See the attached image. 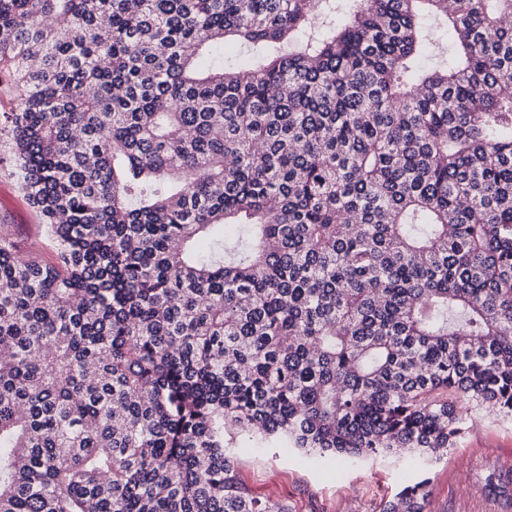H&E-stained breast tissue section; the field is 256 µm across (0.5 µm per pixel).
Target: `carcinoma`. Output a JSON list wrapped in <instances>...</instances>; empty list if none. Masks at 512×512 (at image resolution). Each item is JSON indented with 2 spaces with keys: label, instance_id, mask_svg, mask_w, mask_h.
<instances>
[{
  "label": "carcinoma",
  "instance_id": "carcinoma-1",
  "mask_svg": "<svg viewBox=\"0 0 512 512\" xmlns=\"http://www.w3.org/2000/svg\"><path fill=\"white\" fill-rule=\"evenodd\" d=\"M345 2L0 0L56 247L0 236V512H288L226 437L440 459L461 405L512 419V0ZM432 33L434 44L431 46L426 64L428 66H434L443 62L448 58V54L451 49L452 38L448 30V39L443 35L441 29L437 28V25L432 22Z\"/></svg>",
  "mask_w": 512,
  "mask_h": 512
}]
</instances>
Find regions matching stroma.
Segmentation results:
<instances>
[{
	"mask_svg": "<svg viewBox=\"0 0 512 512\" xmlns=\"http://www.w3.org/2000/svg\"><path fill=\"white\" fill-rule=\"evenodd\" d=\"M21 91L0 73V234L20 255L55 259L47 226L23 190L5 114L18 111ZM229 453L242 486L290 512H381L405 482L430 480L424 512H512V420L485 410L468 414L465 430L448 456L433 462L416 456H370L348 463L315 460L276 444L236 439ZM507 480L489 487L488 475Z\"/></svg>",
	"mask_w": 512,
	"mask_h": 512,
	"instance_id": "obj_1",
	"label": "stroma"
}]
</instances>
